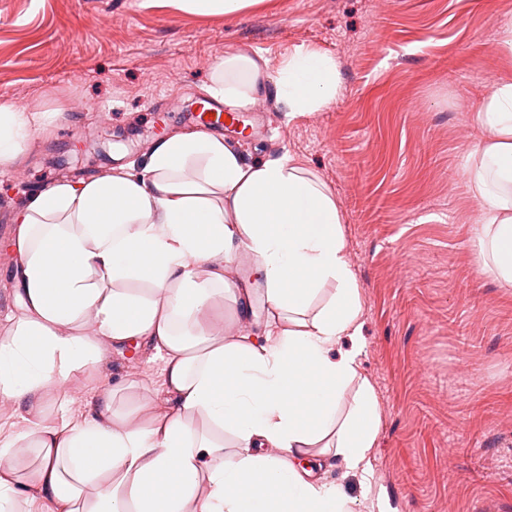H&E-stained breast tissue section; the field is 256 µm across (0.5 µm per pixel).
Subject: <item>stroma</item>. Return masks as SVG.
<instances>
[{
    "label": "stroma",
    "mask_w": 512,
    "mask_h": 512,
    "mask_svg": "<svg viewBox=\"0 0 512 512\" xmlns=\"http://www.w3.org/2000/svg\"><path fill=\"white\" fill-rule=\"evenodd\" d=\"M510 20L512 0H264L239 17L168 0H0V103L62 114L0 166V225L48 184L142 163L154 113L190 129L226 50L262 56L272 74L301 45L336 57L334 103L292 118L265 96L263 133L234 140L249 161L292 156L339 207L380 428L368 465L325 479L355 512H512V288L479 271L463 177L470 114L512 69L497 48ZM8 241L0 233V334L20 313ZM232 279L253 286L242 331L262 329L265 284L247 253ZM122 380L148 394L162 362L109 350L92 381L57 390L45 421Z\"/></svg>",
    "instance_id": "stroma-1"
}]
</instances>
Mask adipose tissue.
Returning a JSON list of instances; mask_svg holds the SVG:
<instances>
[{
	"label": "adipose tissue",
	"mask_w": 512,
	"mask_h": 512,
	"mask_svg": "<svg viewBox=\"0 0 512 512\" xmlns=\"http://www.w3.org/2000/svg\"><path fill=\"white\" fill-rule=\"evenodd\" d=\"M205 91L239 111L269 93L293 118L325 109L341 83L336 59L316 50L288 55L273 77L261 57L228 50ZM58 116L0 104V165ZM470 123L479 269L511 288L512 78ZM14 222L22 315L0 336V398L43 404L47 387L99 371L106 349L132 341L162 361L163 398L118 384L78 420L0 425V512H354L305 463L317 451L322 466L359 469L380 426L356 351L333 353L360 336L362 307L336 198L318 177L184 130L156 140L141 168L40 190ZM242 247L266 285L259 336L225 330L216 307L225 299L234 320L248 317L226 277Z\"/></svg>",
	"instance_id": "adipose-tissue-1"
}]
</instances>
